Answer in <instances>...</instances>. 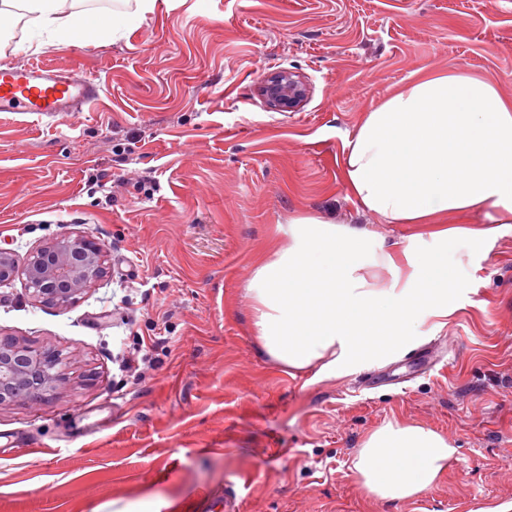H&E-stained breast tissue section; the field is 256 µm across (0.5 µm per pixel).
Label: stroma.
Masks as SVG:
<instances>
[{"mask_svg": "<svg viewBox=\"0 0 512 512\" xmlns=\"http://www.w3.org/2000/svg\"><path fill=\"white\" fill-rule=\"evenodd\" d=\"M28 48L13 63L93 76V109L48 124L0 114V248L19 256L64 232L104 245L107 274L75 303L0 285V334L68 358L38 405H0V512H149L154 498L215 512H512V228L468 239L447 326L384 363L314 379L256 339L246 288L289 220L367 224L342 177L365 112L421 76L459 73L512 101V0H175L109 32ZM289 70L295 112L259 87ZM149 360L122 367L134 336ZM418 423L457 450L418 497L368 495L351 460L387 422ZM261 92L271 108L288 112L299 109L308 97L306 83L289 71L267 74L262 81Z\"/></svg>", "mask_w": 512, "mask_h": 512, "instance_id": "35a3bbf8", "label": "stroma"}]
</instances>
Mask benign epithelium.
<instances>
[{
  "label": "benign epithelium",
  "mask_w": 512,
  "mask_h": 512,
  "mask_svg": "<svg viewBox=\"0 0 512 512\" xmlns=\"http://www.w3.org/2000/svg\"><path fill=\"white\" fill-rule=\"evenodd\" d=\"M261 92L270 107L288 112L299 109L308 97L306 83L289 71L267 74ZM106 261L100 242L64 233L23 259L1 249L0 284L22 278L34 300L63 307L103 277ZM66 365V359L51 347L33 348L10 338L0 339V405L40 402L63 381Z\"/></svg>",
  "instance_id": "7a95c632"
}]
</instances>
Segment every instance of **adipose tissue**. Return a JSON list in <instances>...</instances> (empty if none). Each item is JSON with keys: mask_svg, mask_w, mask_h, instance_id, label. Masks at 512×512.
Instances as JSON below:
<instances>
[{"mask_svg": "<svg viewBox=\"0 0 512 512\" xmlns=\"http://www.w3.org/2000/svg\"><path fill=\"white\" fill-rule=\"evenodd\" d=\"M50 41L88 31L72 0H0V60L18 23ZM344 182L360 211L382 224H416L403 251L367 224L314 213L293 217L288 239L257 261L247 293L253 329L281 366L344 374L393 355L425 323H448V289L470 255L449 254V216L476 212L488 241L512 224V105L496 84L442 73L412 81L365 113L344 142ZM456 450L420 425L387 422L352 459L366 491L409 500L433 487Z\"/></svg>", "mask_w": 512, "mask_h": 512, "instance_id": "obj_1", "label": "adipose tissue"}]
</instances>
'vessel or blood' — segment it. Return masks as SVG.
I'll use <instances>...</instances> for the list:
<instances>
[{"label":"vessel or blood","instance_id":"b4317fda","mask_svg":"<svg viewBox=\"0 0 512 512\" xmlns=\"http://www.w3.org/2000/svg\"><path fill=\"white\" fill-rule=\"evenodd\" d=\"M101 97L100 81L89 76L77 80L63 70L34 64L0 67V112L33 115L54 124Z\"/></svg>","mask_w":512,"mask_h":512}]
</instances>
